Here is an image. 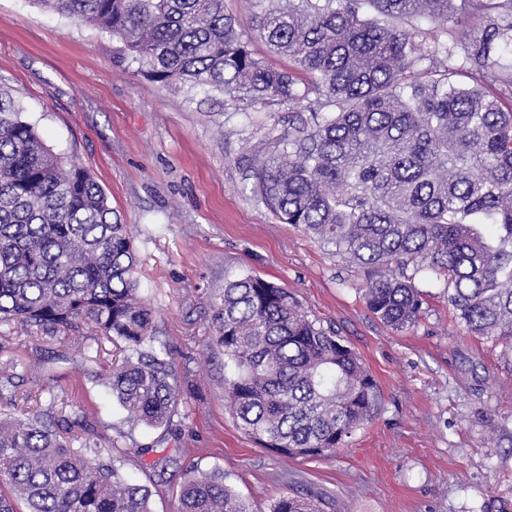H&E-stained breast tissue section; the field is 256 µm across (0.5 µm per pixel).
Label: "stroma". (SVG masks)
Masks as SVG:
<instances>
[{
  "mask_svg": "<svg viewBox=\"0 0 512 512\" xmlns=\"http://www.w3.org/2000/svg\"><path fill=\"white\" fill-rule=\"evenodd\" d=\"M256 56L257 0H225ZM54 153L75 160L128 224L140 297L156 313L157 346L173 370L168 425L130 421L103 378L112 344L74 332L0 323V412L36 395L48 419L87 413L98 447L124 476L148 486L152 512H176L191 477L220 471L259 512L311 491L326 512H512V355L469 336L442 283L419 274L424 313L396 333L366 307L369 270L280 220L252 194L256 156L298 126L288 106L221 105L147 81L112 35L0 0V86ZM248 270L290 289L363 358L381 393L377 409L328 458L289 459L240 429L225 397L233 370L213 342L214 294L225 270Z\"/></svg>",
  "mask_w": 512,
  "mask_h": 512,
  "instance_id": "35a3bbf8",
  "label": "stroma"
}]
</instances>
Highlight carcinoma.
<instances>
[{
	"mask_svg": "<svg viewBox=\"0 0 512 512\" xmlns=\"http://www.w3.org/2000/svg\"><path fill=\"white\" fill-rule=\"evenodd\" d=\"M33 3L118 38L152 83L309 110L260 162L254 197L343 259L396 263L364 293L390 329L418 323L424 272L444 279L469 335L512 352V105L486 91L512 84L499 63L512 46V0H259L261 37L288 58L283 69L253 55L224 0ZM420 17L483 26L431 45L418 39ZM136 267L128 225L100 185L52 152L0 86V321L47 333L85 324L96 343L120 344L105 383L129 419L161 427L176 390ZM214 309L216 344L235 369L225 394L262 447L328 457L371 417L375 379L288 289L227 271ZM62 422L52 428L31 407L0 416V512H151V490L103 459L112 449L90 443L87 418ZM178 512L253 508L213 471L183 486ZM270 512L324 508L297 492Z\"/></svg>",
	"mask_w": 512,
	"mask_h": 512,
	"instance_id": "carcinoma-1",
	"label": "carcinoma"
}]
</instances>
